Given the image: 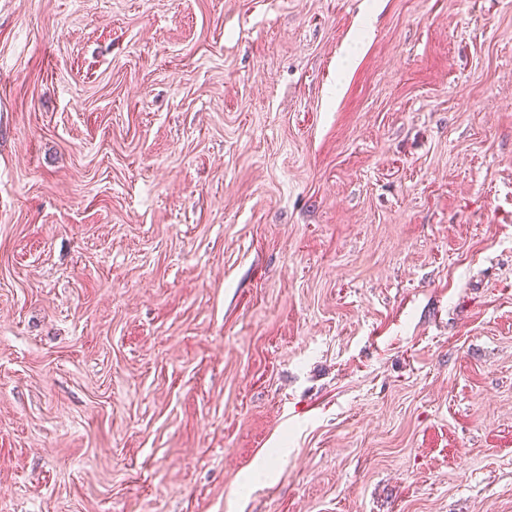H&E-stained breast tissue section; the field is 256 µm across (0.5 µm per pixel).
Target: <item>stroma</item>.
<instances>
[{
	"label": "stroma",
	"mask_w": 512,
	"mask_h": 512,
	"mask_svg": "<svg viewBox=\"0 0 512 512\" xmlns=\"http://www.w3.org/2000/svg\"><path fill=\"white\" fill-rule=\"evenodd\" d=\"M0 512H512V0H0Z\"/></svg>",
	"instance_id": "1"
}]
</instances>
